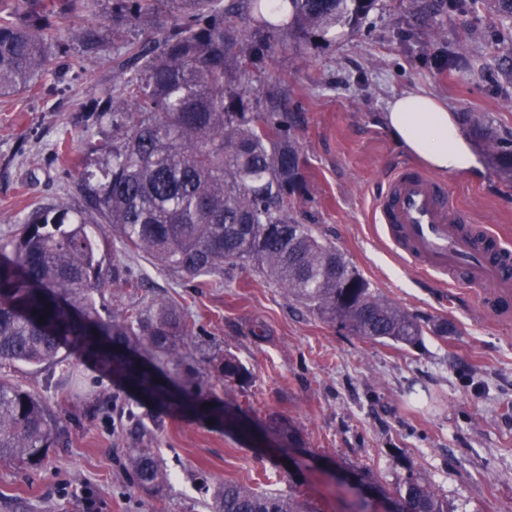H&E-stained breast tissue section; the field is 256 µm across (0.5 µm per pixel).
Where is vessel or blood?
<instances>
[{
  "instance_id": "1",
  "label": "vessel or blood",
  "mask_w": 512,
  "mask_h": 512,
  "mask_svg": "<svg viewBox=\"0 0 512 512\" xmlns=\"http://www.w3.org/2000/svg\"><path fill=\"white\" fill-rule=\"evenodd\" d=\"M377 214L407 259L427 274L460 277L477 292L482 308L499 321H512V249L483 229L462 234L465 214L451 204L440 182L416 169L398 172Z\"/></svg>"
}]
</instances>
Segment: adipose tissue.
Instances as JSON below:
<instances>
[{
	"label": "adipose tissue",
	"instance_id": "adipose-tissue-1",
	"mask_svg": "<svg viewBox=\"0 0 512 512\" xmlns=\"http://www.w3.org/2000/svg\"><path fill=\"white\" fill-rule=\"evenodd\" d=\"M382 121L407 153L433 171L442 175H481L473 146L452 110L432 95L421 91L404 93L389 102Z\"/></svg>",
	"mask_w": 512,
	"mask_h": 512
}]
</instances>
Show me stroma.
I'll return each instance as SVG.
<instances>
[{"label": "stroma", "mask_w": 512, "mask_h": 512, "mask_svg": "<svg viewBox=\"0 0 512 512\" xmlns=\"http://www.w3.org/2000/svg\"><path fill=\"white\" fill-rule=\"evenodd\" d=\"M174 16L164 0L152 23L124 26L96 58L71 43L41 92L0 98V245L30 203L76 202L100 160L89 142L112 136L111 123L85 127L81 109L126 43L160 38ZM271 85L285 88L299 127L306 183L296 219L390 300L448 319L453 332L416 348L365 341L289 301L252 266L182 279L126 255L111 225H98L102 303L115 314L160 299L181 306L193 324L188 365L210 378L208 402L241 424L144 400L88 359L55 373L17 366L0 375L40 397L59 439L39 465L0 461V512H209L227 481L295 494L314 512H383L384 495L410 476L448 512H512V323L478 307L460 281L433 283L374 222L390 176L417 164L380 122L395 96L424 89L448 102L462 130L476 116L512 133V23L481 0H378L358 28L277 48L250 73L251 107ZM62 140L82 166L56 156ZM474 147L484 174L442 181L472 224L512 226V178L482 142ZM225 353L250 371L248 384L212 380L207 358ZM131 448L154 449L170 471L159 493L135 485Z\"/></svg>", "instance_id": "35a3bbf8"}]
</instances>
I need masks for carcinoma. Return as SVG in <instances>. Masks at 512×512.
<instances>
[{
  "mask_svg": "<svg viewBox=\"0 0 512 512\" xmlns=\"http://www.w3.org/2000/svg\"><path fill=\"white\" fill-rule=\"evenodd\" d=\"M76 0H0V96L32 92L53 66L61 32L89 51L99 36L78 19ZM158 0H114L119 21L142 22ZM176 19L151 45L131 41L112 81L98 89L86 120L112 123V142L89 145L105 156L101 179L85 184L86 205L72 213L35 206L0 248V368L57 367L91 356L141 397L169 406L195 402L219 423L224 409L201 397L195 378L176 379L193 328L182 308L157 300L104 322L100 260L87 231L110 224L124 251L144 254L189 280L256 262L288 299L322 321L369 341L417 347L444 337L446 320L398 306L364 278L311 224L293 216L306 180L297 125L281 111L283 91L250 110V68L279 46L324 38L336 26L357 27L377 0H171ZM135 72L127 74L130 66ZM473 134L512 174V140L479 119ZM217 380L245 383L248 370L232 355L215 365ZM58 439L40 398L0 380V459L28 466ZM133 478L158 493L167 473L150 448H129ZM410 512H447L431 486L414 477L395 490ZM212 512H311L291 495L226 482Z\"/></svg>",
  "mask_w": 512,
  "mask_h": 512,
  "instance_id": "cac0c4a2",
  "label": "carcinoma"
}]
</instances>
